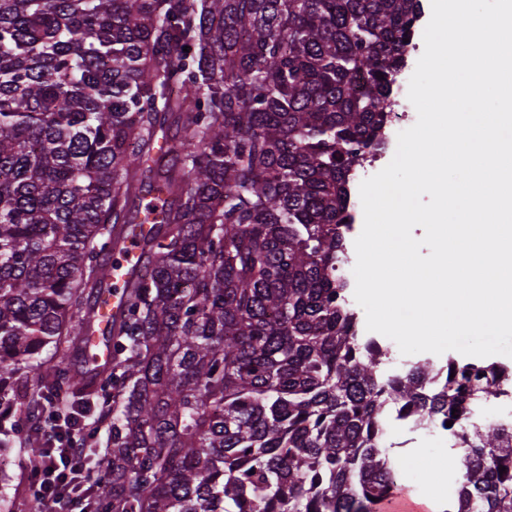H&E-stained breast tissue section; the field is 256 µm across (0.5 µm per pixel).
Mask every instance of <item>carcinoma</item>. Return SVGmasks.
Here are the masks:
<instances>
[{
    "label": "carcinoma",
    "mask_w": 512,
    "mask_h": 512,
    "mask_svg": "<svg viewBox=\"0 0 512 512\" xmlns=\"http://www.w3.org/2000/svg\"><path fill=\"white\" fill-rule=\"evenodd\" d=\"M421 0H0V454L91 406L89 512H377L385 411L446 418L444 512H512V427L461 426L507 367L383 372L346 250ZM188 51H183V47ZM175 136L158 141V132ZM155 192L141 272L88 355L109 261ZM457 412H452V409ZM506 471L499 472V467Z\"/></svg>",
    "instance_id": "1"
}]
</instances>
